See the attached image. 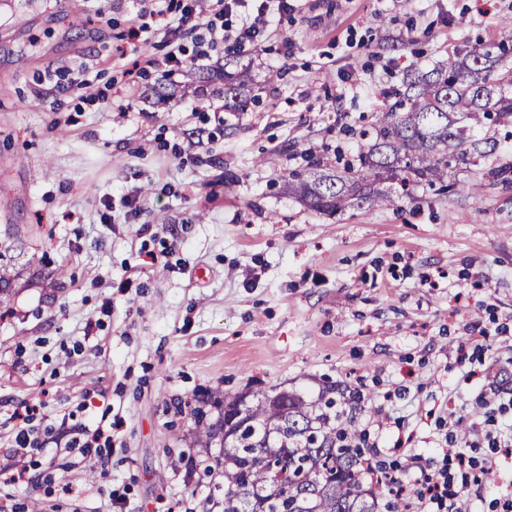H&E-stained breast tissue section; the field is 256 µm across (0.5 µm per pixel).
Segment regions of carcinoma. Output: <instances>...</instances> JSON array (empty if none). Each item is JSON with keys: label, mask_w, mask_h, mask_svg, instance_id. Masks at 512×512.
I'll use <instances>...</instances> for the list:
<instances>
[{"label": "carcinoma", "mask_w": 512, "mask_h": 512, "mask_svg": "<svg viewBox=\"0 0 512 512\" xmlns=\"http://www.w3.org/2000/svg\"><path fill=\"white\" fill-rule=\"evenodd\" d=\"M505 55V45L492 43L419 75L374 132L362 133L368 142L353 161L331 170L311 156L314 179L301 178L291 190L329 217L393 206L405 191L445 182L459 165L472 168V180L461 185L467 194L487 186L511 191L512 162L498 158L496 141L477 138L487 121L512 128V68L498 72ZM385 181L398 189L375 188ZM359 409L360 394L334 384L314 399L276 387L251 393L246 420L215 459L224 512H378L353 420ZM195 418L205 445L224 433V416L210 422L198 409Z\"/></svg>", "instance_id": "cac0c4a2"}]
</instances>
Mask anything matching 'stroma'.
I'll use <instances>...</instances> for the list:
<instances>
[{"label": "stroma", "mask_w": 512, "mask_h": 512, "mask_svg": "<svg viewBox=\"0 0 512 512\" xmlns=\"http://www.w3.org/2000/svg\"><path fill=\"white\" fill-rule=\"evenodd\" d=\"M290 2L203 57L159 0H0V468L13 413L41 430L0 512H223L193 411L272 386L359 390L375 455L415 470L450 416L512 427V191L330 219L284 180L355 154L408 70L504 38L512 0ZM238 86L255 103L225 111Z\"/></svg>", "instance_id": "obj_1"}]
</instances>
